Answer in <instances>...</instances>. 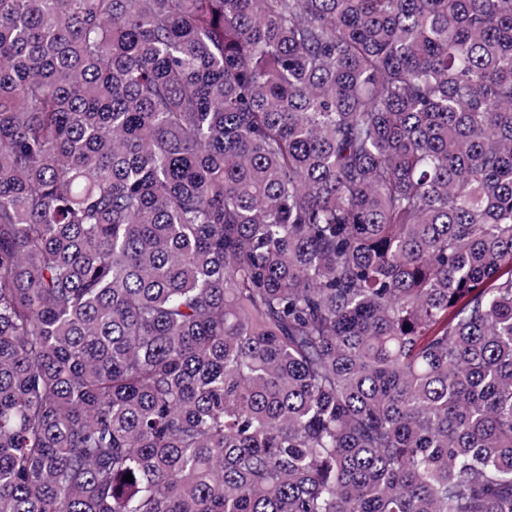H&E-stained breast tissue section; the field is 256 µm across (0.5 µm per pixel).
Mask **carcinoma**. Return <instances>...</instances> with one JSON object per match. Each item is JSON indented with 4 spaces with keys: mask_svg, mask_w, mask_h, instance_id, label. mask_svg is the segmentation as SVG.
Wrapping results in <instances>:
<instances>
[{
    "mask_svg": "<svg viewBox=\"0 0 512 512\" xmlns=\"http://www.w3.org/2000/svg\"><path fill=\"white\" fill-rule=\"evenodd\" d=\"M0 512H512V0H0Z\"/></svg>",
    "mask_w": 512,
    "mask_h": 512,
    "instance_id": "1",
    "label": "carcinoma"
}]
</instances>
